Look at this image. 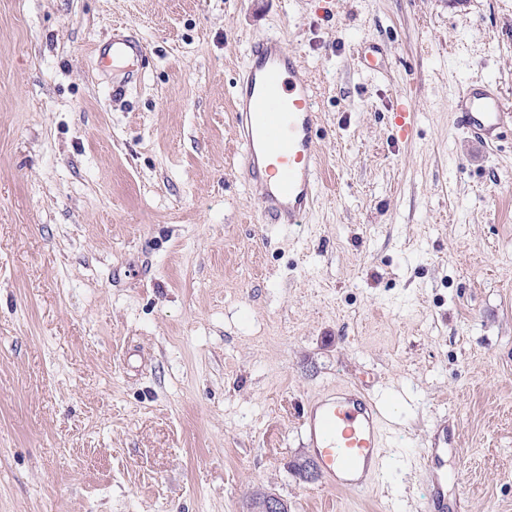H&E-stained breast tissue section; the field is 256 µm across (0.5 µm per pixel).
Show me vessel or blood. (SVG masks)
Here are the masks:
<instances>
[{
  "mask_svg": "<svg viewBox=\"0 0 512 512\" xmlns=\"http://www.w3.org/2000/svg\"><path fill=\"white\" fill-rule=\"evenodd\" d=\"M236 103L244 164L264 215L276 224L301 223L318 197L320 155L312 133L319 114L280 38L252 44ZM452 108L458 124L485 146L512 137V107L496 81L462 82ZM300 427L325 488L372 490L385 440L377 401L364 388L352 384L312 400ZM423 457L433 491L419 512H445L448 451L427 448Z\"/></svg>",
  "mask_w": 512,
  "mask_h": 512,
  "instance_id": "vessel-or-blood-1",
  "label": "vessel or blood"
}]
</instances>
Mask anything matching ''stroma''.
<instances>
[{"mask_svg": "<svg viewBox=\"0 0 512 512\" xmlns=\"http://www.w3.org/2000/svg\"><path fill=\"white\" fill-rule=\"evenodd\" d=\"M118 33L146 59L101 61ZM270 33L321 114L292 225L235 135ZM480 77L512 103V0H0V512H416L426 448L457 512H512V142L451 110ZM353 383L367 496L293 469L305 405Z\"/></svg>", "mask_w": 512, "mask_h": 512, "instance_id": "obj_1", "label": "stroma"}]
</instances>
